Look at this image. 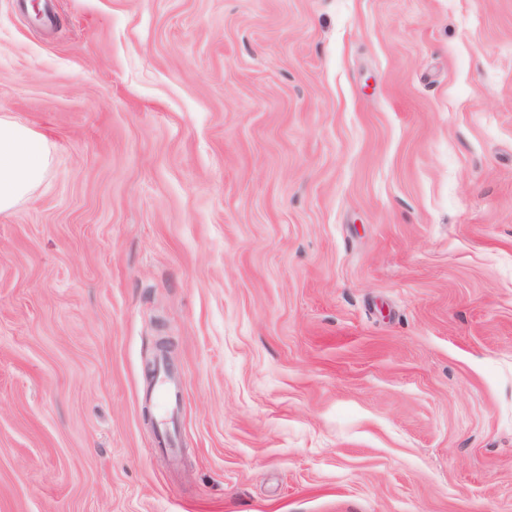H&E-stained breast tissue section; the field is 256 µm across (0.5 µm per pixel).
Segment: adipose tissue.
Masks as SVG:
<instances>
[{
  "instance_id": "1",
  "label": "adipose tissue",
  "mask_w": 512,
  "mask_h": 512,
  "mask_svg": "<svg viewBox=\"0 0 512 512\" xmlns=\"http://www.w3.org/2000/svg\"><path fill=\"white\" fill-rule=\"evenodd\" d=\"M50 161L42 136L0 116V214L29 199Z\"/></svg>"
}]
</instances>
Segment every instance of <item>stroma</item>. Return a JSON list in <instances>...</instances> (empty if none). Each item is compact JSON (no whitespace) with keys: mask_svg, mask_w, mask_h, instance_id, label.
I'll use <instances>...</instances> for the list:
<instances>
[{"mask_svg":"<svg viewBox=\"0 0 512 512\" xmlns=\"http://www.w3.org/2000/svg\"><path fill=\"white\" fill-rule=\"evenodd\" d=\"M0 114V512H512V0H0ZM50 161L42 136L0 115V214L29 199ZM154 398L165 412L160 427L162 443L164 446L171 447L173 445L172 434L175 432L178 421L176 411L182 402L183 390L181 384L164 363L159 366L158 387Z\"/></svg>","mask_w":512,"mask_h":512,"instance_id":"obj_1","label":"stroma"}]
</instances>
